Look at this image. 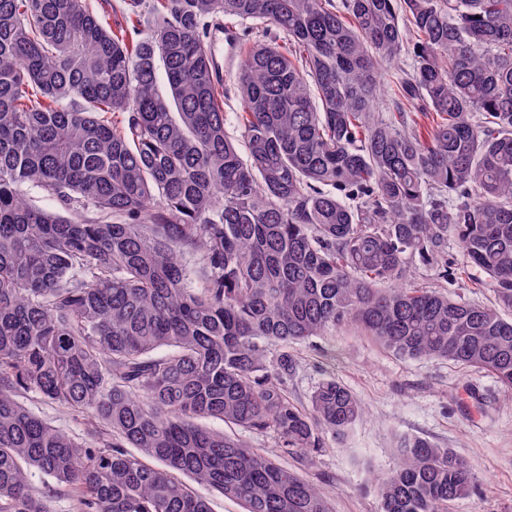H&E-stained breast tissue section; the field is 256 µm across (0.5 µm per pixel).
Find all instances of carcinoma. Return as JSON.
Segmentation results:
<instances>
[{
  "mask_svg": "<svg viewBox=\"0 0 512 512\" xmlns=\"http://www.w3.org/2000/svg\"><path fill=\"white\" fill-rule=\"evenodd\" d=\"M119 3L113 29L91 0H0V512H52L62 490L73 512H212L196 484L245 512H331L202 421L311 459L363 407L333 377L297 407L288 345L347 326L512 390V0ZM226 20L283 38L239 64L244 157L206 45ZM416 255L444 280L478 272L493 303L415 282ZM398 449L381 512L474 492L454 449ZM21 401L25 406L45 417L62 432L83 437L85 428L83 421L72 416L68 411L29 397L21 398ZM203 423L205 426L214 430L241 435L242 438L245 439L252 447L263 448L269 454L275 455L278 452L277 440L273 433L252 434L248 432H241L238 429L224 425V422L220 420H205Z\"/></svg>",
  "mask_w": 512,
  "mask_h": 512,
  "instance_id": "obj_1",
  "label": "carcinoma"
}]
</instances>
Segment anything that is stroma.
<instances>
[{
	"instance_id": "obj_1",
	"label": "stroma",
	"mask_w": 512,
	"mask_h": 512,
	"mask_svg": "<svg viewBox=\"0 0 512 512\" xmlns=\"http://www.w3.org/2000/svg\"><path fill=\"white\" fill-rule=\"evenodd\" d=\"M410 267L416 281L454 298L493 300L466 275L437 278L416 257ZM288 351L295 370L286 387L297 406L309 407L316 387L333 376L366 407L344 437L328 440L310 465L300 467L328 494L332 512H380L372 476L398 464L397 441L408 436L455 449L470 462L478 492L456 500L450 512H512V393L490 373L443 359H402L352 327Z\"/></svg>"
}]
</instances>
